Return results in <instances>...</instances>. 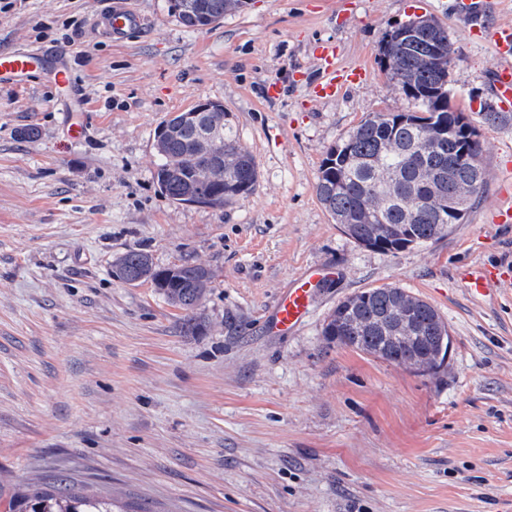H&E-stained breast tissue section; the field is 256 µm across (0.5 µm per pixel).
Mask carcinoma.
<instances>
[{"mask_svg": "<svg viewBox=\"0 0 512 512\" xmlns=\"http://www.w3.org/2000/svg\"><path fill=\"white\" fill-rule=\"evenodd\" d=\"M174 13L184 26L202 30L235 12L245 0H190ZM428 30L425 39L400 45L387 68L389 82L415 104L411 112H372L336 146L319 169L317 196L343 232L355 242L381 253H396L448 236V201L470 190L475 167L461 156L466 138L441 137L436 126L461 118L475 133L464 112L456 116L431 112L425 96L448 91V69L428 61L430 46L447 45L448 28L432 16L418 17ZM176 112L161 123L156 148L161 163L156 180L176 203L224 206V200L253 190L258 180L254 157L238 142L232 126L222 139L206 143L203 133L224 112L210 109L191 119ZM112 276L125 283L150 281L172 305L194 310L201 305L211 272L200 265L157 268L143 250H130L112 264ZM448 326L433 306L402 288L361 291L341 301L329 316L324 336L332 343L378 356L422 373L438 370L446 359L440 348ZM11 512H114L112 502L84 496L61 483L54 493L26 488Z\"/></svg>", "mask_w": 512, "mask_h": 512, "instance_id": "cac0c4a2", "label": "carcinoma"}]
</instances>
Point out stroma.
Segmentation results:
<instances>
[{
    "label": "stroma",
    "mask_w": 512,
    "mask_h": 512,
    "mask_svg": "<svg viewBox=\"0 0 512 512\" xmlns=\"http://www.w3.org/2000/svg\"><path fill=\"white\" fill-rule=\"evenodd\" d=\"M105 2L0 0V51L65 54L86 107L74 140L54 89L0 87V512L60 478L121 512H512V283L489 300L460 278L472 264L512 274V225L492 221L512 193V112L484 111L502 0L477 33L451 0H248L204 30L168 0H135L142 25L121 43L91 34ZM421 15L455 43L449 88L488 181L448 237L383 254L343 233L316 182L369 113L412 110L377 54ZM321 41L367 77L313 104ZM202 100L223 104L259 172L221 208L156 183L159 124ZM134 248L209 269L198 309L115 279ZM312 265L335 274L300 326L268 335L278 294ZM389 286L446 322L438 373L326 340L340 301Z\"/></svg>",
    "instance_id": "35a3bbf8"
}]
</instances>
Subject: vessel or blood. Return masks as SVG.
I'll return each mask as SVG.
<instances>
[{"label": "vessel or blood", "instance_id": "b4317fda", "mask_svg": "<svg viewBox=\"0 0 512 512\" xmlns=\"http://www.w3.org/2000/svg\"><path fill=\"white\" fill-rule=\"evenodd\" d=\"M99 23L105 33L120 39L138 29L141 18L131 0H113L111 9L101 16ZM492 43L498 61L492 72L497 109L512 112V21L499 23L494 28ZM314 56L322 76L309 84L307 91L310 100L339 97L348 85L359 82L367 74L363 66L345 70L337 68V49L334 43H318ZM35 78L44 79L58 88L71 84L68 68L52 54L39 49L0 53V86L27 83ZM331 274V269L311 266L288 288L283 289L267 318L268 330L274 334H285L300 325L309 313L315 288L323 278ZM462 279L469 292L476 296L487 295L501 283L500 274L488 268L466 269Z\"/></svg>", "mask_w": 512, "mask_h": 512}]
</instances>
